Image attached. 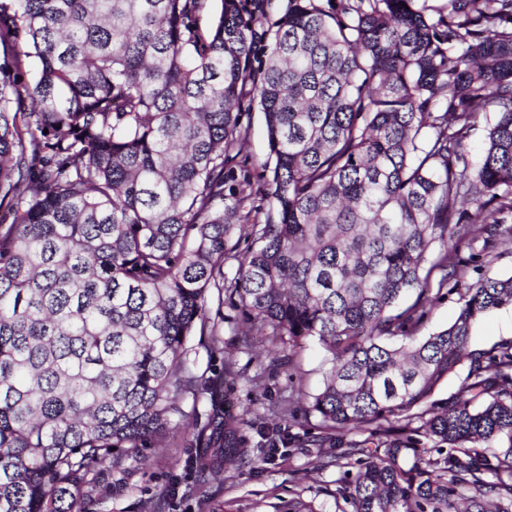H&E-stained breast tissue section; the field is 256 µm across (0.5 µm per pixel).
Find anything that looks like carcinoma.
Instances as JSON below:
<instances>
[{"label": "carcinoma", "mask_w": 512, "mask_h": 512, "mask_svg": "<svg viewBox=\"0 0 512 512\" xmlns=\"http://www.w3.org/2000/svg\"><path fill=\"white\" fill-rule=\"evenodd\" d=\"M203 5L0 0V512H79L92 465L146 463L195 383L183 355L211 289L243 335L330 355L307 412L347 447L350 512H512V346L464 354L512 276L479 278L450 326L416 336L472 225L512 236V0H286L257 71L248 0H218L206 29ZM249 83L272 224L224 194ZM465 358L461 393L433 399ZM242 379L265 384L224 364V411L199 433L226 463L247 444ZM297 401L259 431L271 465ZM493 120L494 114L488 113L487 119L484 114H481L477 125L470 132V135L465 142L468 157L473 162L479 161L483 155L486 145L487 129Z\"/></svg>", "instance_id": "obj_1"}]
</instances>
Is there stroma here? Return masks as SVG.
Instances as JSON below:
<instances>
[{
    "instance_id": "1",
    "label": "stroma",
    "mask_w": 512,
    "mask_h": 512,
    "mask_svg": "<svg viewBox=\"0 0 512 512\" xmlns=\"http://www.w3.org/2000/svg\"><path fill=\"white\" fill-rule=\"evenodd\" d=\"M240 123L242 149L234 166L248 171L254 186L242 207L262 224L271 213L269 202L258 191L262 164L269 153L264 115L258 107H246ZM473 248L478 255L459 279L442 281L437 270L430 275L429 286L439 289L440 297L427 315L421 335L453 323L461 294L481 275H512V243L499 240L486 250L477 241ZM207 315L216 325L215 334L222 339L223 348L213 353L207 349L208 338H192L186 353L190 371L209 378L230 359L267 375L264 387L242 383L235 393L241 404L253 410L252 425L245 431L250 440L245 455L228 464L220 449L199 445L197 432L206 424L212 406L224 404L223 386H212L208 398L198 402L192 395H184L167 436L158 447L148 449L147 464L107 460L93 467L82 489L81 512H288L289 501L296 498L309 502L314 512H338L334 492L339 472L334 467L319 468V449L290 447L273 472L255 447L257 431L275 402L297 391L309 395L321 389L330 368L327 352L311 342L294 352L291 363L281 364L277 361L279 349L268 337L244 340L236 336L237 312L218 304L213 291L207 296ZM511 344L512 306H505L480 319L466 351L473 354Z\"/></svg>"
}]
</instances>
